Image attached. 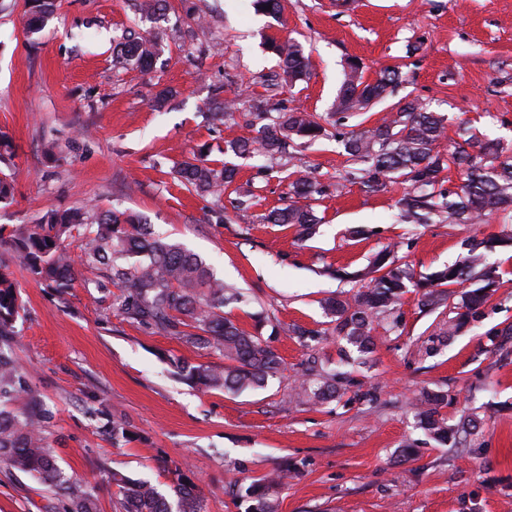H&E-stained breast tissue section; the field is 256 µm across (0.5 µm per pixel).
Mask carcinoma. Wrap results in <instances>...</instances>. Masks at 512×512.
<instances>
[{"instance_id": "obj_1", "label": "carcinoma", "mask_w": 512, "mask_h": 512, "mask_svg": "<svg viewBox=\"0 0 512 512\" xmlns=\"http://www.w3.org/2000/svg\"><path fill=\"white\" fill-rule=\"evenodd\" d=\"M25 29L32 34L42 30L55 9V0H25ZM279 58L283 79L298 81L309 73V60L294 40L269 44ZM158 52L157 37L129 27L114 47L116 62L133 64L141 71L151 69ZM400 72L385 68L376 78H364L363 66L356 59L347 63L345 78L336 98V111L322 117L294 109L261 112L252 125V135L224 142V154L250 158L256 154L273 158L288 146L304 148L328 136L327 126L338 128L336 138L353 161L344 180L360 184L368 193H380L391 183L405 186L397 201L406 224H429L433 219L448 224H476L485 218L512 209V149L501 142L485 140L462 127L461 141L450 152L441 150L448 117L431 111L418 98H404L397 110L377 125L343 131L346 123L384 100L399 85ZM13 146L0 132V164L10 173L0 175V205L10 204L16 179ZM455 169L461 183L454 190L442 188L441 174ZM181 183L218 202L224 190L246 195L237 185L239 166L232 161L212 165L200 153L177 170ZM321 192L308 171H301L289 182L293 203L269 211V224H288L300 239L309 237L319 222L311 206L300 203ZM89 239L77 259L65 242L74 235ZM467 254L459 263L429 274H415L406 263L394 258L393 244L369 262L358 278L368 284L351 296L330 297L324 309L334 317V333L346 342L338 350L337 365H351L370 354L375 346L374 331L380 326L387 333L404 330L399 309L408 289L420 295L419 306L435 311L448 302L447 286L462 288L455 316L448 319L447 335L452 336L478 320L490 290L503 284L498 267L486 263L487 253L497 247L512 246V234L493 235L465 243ZM0 254L18 261L35 279L46 282L61 295L69 294L77 266L109 265V280L123 292L115 304L138 322L160 333L182 335L202 347L224 354V368L176 362L179 375L189 383L210 390L236 393L267 386L283 369L284 360L260 335L246 334L224 307L245 302L241 289L216 277L212 269L182 245L151 236L139 215L116 209L101 210L95 204L80 208L52 209L34 224L0 225ZM480 286L467 288L465 284ZM23 301L9 263L0 260V461L10 468L40 479L63 498V512H97L91 494L70 492V477L57 464L53 450L42 435L45 409L13 353L16 322ZM183 326L197 329L190 333ZM358 357H353L350 349ZM355 386L350 374L338 369L315 378H305L295 388L301 403L324 404L340 400L343 392ZM21 396L27 398L23 413L12 409ZM455 398L443 389L420 390L415 415L422 429L441 444L456 446L457 438L476 427L470 419L448 424L441 409ZM179 498L171 502L150 482L124 474L113 475L122 512H202L200 500L188 491V478L176 468ZM288 478V467L274 476H265L248 486L246 512H276L273 489Z\"/></svg>"}]
</instances>
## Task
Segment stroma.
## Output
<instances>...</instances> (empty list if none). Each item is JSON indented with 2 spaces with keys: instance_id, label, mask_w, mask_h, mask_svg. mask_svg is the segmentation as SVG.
<instances>
[{
  "instance_id": "35a3bbf8",
  "label": "stroma",
  "mask_w": 512,
  "mask_h": 512,
  "mask_svg": "<svg viewBox=\"0 0 512 512\" xmlns=\"http://www.w3.org/2000/svg\"><path fill=\"white\" fill-rule=\"evenodd\" d=\"M140 2L57 0L45 29L30 36L24 0H0V132L16 146L18 172L0 224L93 202L138 213L154 235L181 242L245 292L247 303L230 310L246 332L255 330L253 312L266 314L261 336L285 369L256 391L193 387L174 360L220 365L221 353L113 309L116 287H94L90 272L61 296L12 264L25 303L13 350L77 492L92 493L99 512H122L113 473L166 493L170 468L183 465L204 512H245V488L285 463L296 476L278 489V512H512V281L452 336L447 314L420 310L416 292L406 293L404 333L381 334L367 364L352 369L373 403L350 392L309 406L293 393L306 368L335 366L340 341L322 300L356 291L353 273L377 252L398 243L400 262L430 273L461 260L466 240L512 232V214L485 224L402 223V186L371 194L344 181L350 161L332 137L274 160H240L238 181L254 196L225 190L220 212L172 174L202 145L223 160L225 140L249 136L255 113L271 104L331 111L352 58L369 80L386 66L402 71L366 126L409 96L448 115L443 148L458 141L464 120L480 138L512 144V0H283L276 16L256 12L253 0H168L166 11L141 19L159 41L147 73L112 57L114 37L140 19ZM288 38L302 44L311 75L268 85L278 69L268 44ZM163 88L172 95L158 110L151 98ZM216 98L238 99L232 117L210 115ZM49 147L60 164L46 159ZM300 168L326 188L309 200L323 222L302 242L262 221L289 204V175ZM292 324L322 336L299 339ZM491 329L498 345L486 337ZM423 387L455 394L445 416L452 424L476 417V432L453 448L428 437L412 408ZM113 421L129 432L118 446ZM408 444L417 459L399 461ZM57 505L47 487L0 463V512Z\"/></svg>"
}]
</instances>
